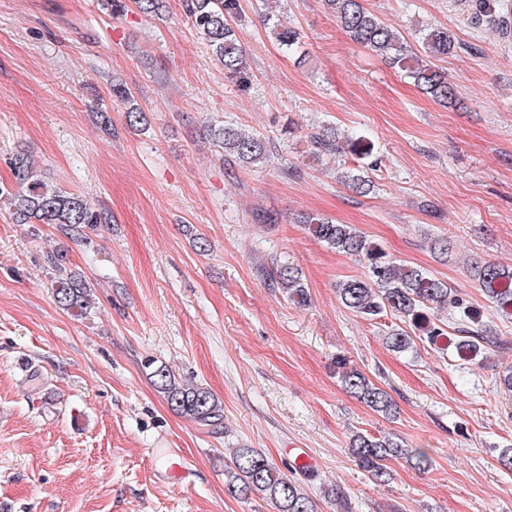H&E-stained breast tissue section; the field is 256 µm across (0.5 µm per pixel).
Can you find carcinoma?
Returning a JSON list of instances; mask_svg holds the SVG:
<instances>
[{
  "mask_svg": "<svg viewBox=\"0 0 512 512\" xmlns=\"http://www.w3.org/2000/svg\"><path fill=\"white\" fill-rule=\"evenodd\" d=\"M325 8L336 18L349 39L388 65L406 72L423 93L433 100L455 107L460 104L447 76L431 65V60L453 54L457 41L446 28H430L422 34L420 49L413 50L394 26L382 21L363 5V0H323ZM484 9L497 25L506 24L504 3L483 0ZM184 10L195 29L202 35L212 55L223 65L224 74L241 83L247 81V57L236 29L230 22L239 10L238 0H184ZM269 34L286 50L298 53L301 34L295 28L274 22ZM213 136L224 150V159L243 165H257L269 154L264 137L245 133L230 125L213 127ZM338 129L324 126L311 136L317 157L334 159L339 153ZM13 182L0 184V204L9 205L18 224H57L74 240L85 238L86 231L112 223L105 209H94L79 194L67 192L41 179L31 158L18 153L10 160ZM342 178L352 191L366 195L374 188L370 177L358 169L344 171ZM308 231L329 248L355 258L367 270L360 278L336 285L342 305L367 319L389 314L404 326L389 331L386 345L395 353H407L416 343H427L439 350H451L464 361H473L485 346H494L497 338L490 327L474 314L469 302L448 287V282L414 265L400 263L371 245L359 230L348 224H335L326 218L307 217ZM47 266L56 272L54 297L66 310L85 313L90 308L91 287L79 273L67 270L66 254L56 252L46 257ZM473 278L494 304L499 314L512 317V267L484 263L473 267ZM274 286L290 302L305 306L309 301L301 272L292 264L271 270ZM448 309V323L438 314ZM336 373L343 390L372 411L389 418L395 403L389 392L371 381L344 357L336 359ZM153 385L176 413L188 417L201 427H215L224 420V408L207 388L176 378L165 365L153 368ZM351 455L357 466L377 482L391 479L388 462L404 459L415 470L427 472L433 458L424 449L410 448L393 434L376 435L358 431L350 438ZM282 471L261 452L248 447L233 450L231 461L224 465V488L231 496L248 500L254 496L266 500L273 512H317L315 501L298 480Z\"/></svg>",
  "mask_w": 512,
  "mask_h": 512,
  "instance_id": "carcinoma-1",
  "label": "carcinoma"
}]
</instances>
